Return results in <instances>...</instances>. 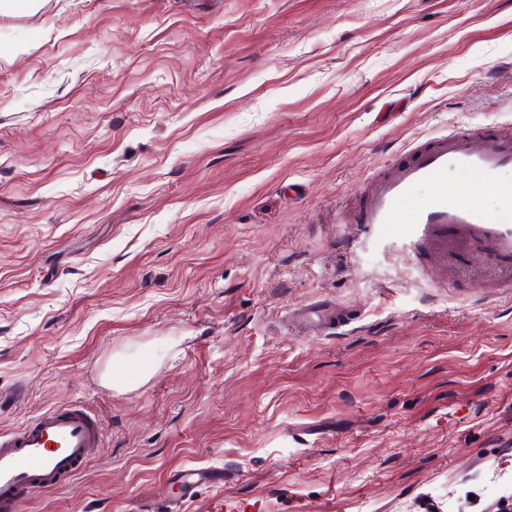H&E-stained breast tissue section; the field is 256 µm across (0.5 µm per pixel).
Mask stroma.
Returning a JSON list of instances; mask_svg holds the SVG:
<instances>
[{"label": "stroma", "mask_w": 512, "mask_h": 512, "mask_svg": "<svg viewBox=\"0 0 512 512\" xmlns=\"http://www.w3.org/2000/svg\"><path fill=\"white\" fill-rule=\"evenodd\" d=\"M457 129L512 133V0L0 7V432H105L23 512H153L190 466L224 485L183 512H498L512 288L339 221ZM319 300L353 321L283 323Z\"/></svg>", "instance_id": "obj_1"}]
</instances>
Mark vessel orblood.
I'll use <instances>...</instances> for the list:
<instances>
[{"mask_svg":"<svg viewBox=\"0 0 512 512\" xmlns=\"http://www.w3.org/2000/svg\"><path fill=\"white\" fill-rule=\"evenodd\" d=\"M495 190L485 194L486 182ZM388 229L396 250L445 267L477 254L483 267L473 281L493 277L512 288V134L450 131L415 143L386 165L353 215ZM289 320L334 328L337 305L316 302L288 311ZM99 422L82 404L46 410L15 432L0 433V512H20L36 494L60 488L103 446ZM180 499L160 512H180L201 486L224 483L220 467H190L178 478Z\"/></svg>","mask_w":512,"mask_h":512,"instance_id":"vessel-or-blood-1","label":"vessel or blood"}]
</instances>
